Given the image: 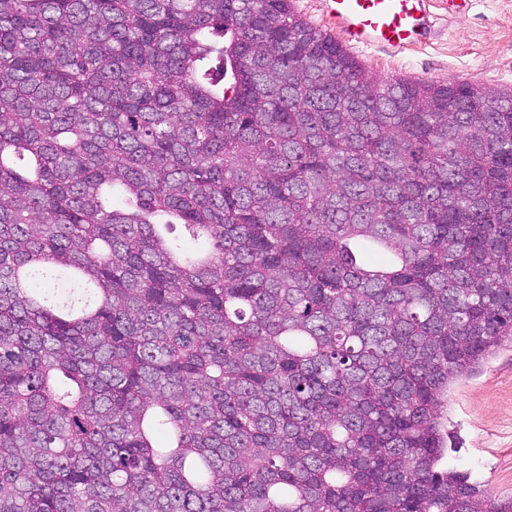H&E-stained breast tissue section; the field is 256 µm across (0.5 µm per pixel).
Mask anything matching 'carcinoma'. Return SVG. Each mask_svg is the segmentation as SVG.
I'll return each instance as SVG.
<instances>
[{"label":"carcinoma","mask_w":512,"mask_h":512,"mask_svg":"<svg viewBox=\"0 0 512 512\" xmlns=\"http://www.w3.org/2000/svg\"><path fill=\"white\" fill-rule=\"evenodd\" d=\"M512 344V92L290 0H0V512H512L448 388Z\"/></svg>","instance_id":"carcinoma-1"}]
</instances>
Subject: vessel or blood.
I'll return each mask as SVG.
<instances>
[{"mask_svg":"<svg viewBox=\"0 0 512 512\" xmlns=\"http://www.w3.org/2000/svg\"><path fill=\"white\" fill-rule=\"evenodd\" d=\"M327 22L346 46L402 49L433 26L428 0H322Z\"/></svg>","mask_w":512,"mask_h":512,"instance_id":"1","label":"vessel or blood"}]
</instances>
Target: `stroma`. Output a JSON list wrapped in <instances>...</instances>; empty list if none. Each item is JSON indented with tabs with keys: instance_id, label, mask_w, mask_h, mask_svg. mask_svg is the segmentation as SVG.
<instances>
[{
	"instance_id": "obj_1",
	"label": "stroma",
	"mask_w": 512,
	"mask_h": 512,
	"mask_svg": "<svg viewBox=\"0 0 512 512\" xmlns=\"http://www.w3.org/2000/svg\"><path fill=\"white\" fill-rule=\"evenodd\" d=\"M429 11L427 42L372 48L357 60L383 77L512 91V0H469L454 10L448 0H430ZM442 421L457 446L449 467L471 471L492 496H512V346L499 347L449 388Z\"/></svg>"
}]
</instances>
